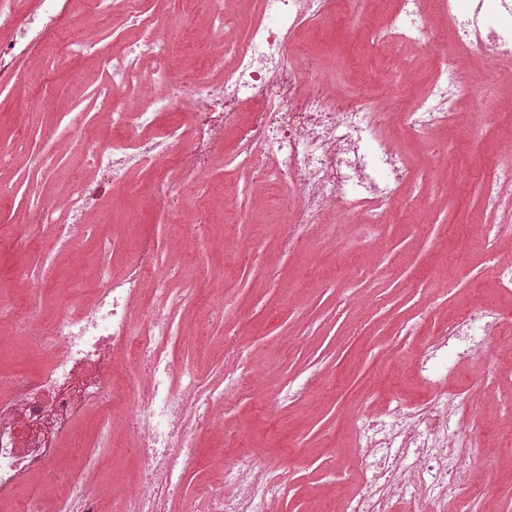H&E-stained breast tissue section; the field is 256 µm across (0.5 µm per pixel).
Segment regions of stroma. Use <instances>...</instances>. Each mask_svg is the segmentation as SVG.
Instances as JSON below:
<instances>
[{
  "instance_id": "stroma-1",
  "label": "stroma",
  "mask_w": 512,
  "mask_h": 512,
  "mask_svg": "<svg viewBox=\"0 0 512 512\" xmlns=\"http://www.w3.org/2000/svg\"><path fill=\"white\" fill-rule=\"evenodd\" d=\"M152 7L173 38L168 66L179 79L194 77L219 56L225 39L243 35L239 28L211 33L204 15L188 11L185 0H153ZM379 19L372 11L351 14L334 5L317 27L296 34L294 49L334 81L336 92H367L385 107L397 94L415 100L435 59L426 44L406 46L410 72L395 88L383 59L361 43L363 31ZM95 24L88 0H70L60 28L35 48L50 66L19 63L32 98L52 99L55 109L21 111L14 93L0 90V147L16 150L12 166L0 170V193L12 200L0 208V306H35L48 315L60 290L89 296L103 262L96 248L101 237L116 241V268L142 238L168 257L183 255L171 286L201 273L199 306L220 299L224 310L202 325L186 310L182 326L190 336L177 356L216 379L244 360L253 381L248 398L225 411L223 429L200 440L205 455L226 433L233 447L225 449L223 463L188 480L175 512H201V487L232 466L241 450L274 465L276 480L287 483L288 494L274 502L273 512H333L338 499L363 489L345 479L355 468L362 411L377 414L394 400L411 401L433 389L413 372L420 345L449 316L478 308L512 312V293L497 288L488 269L491 254L512 255V233L485 237L481 196L490 162L512 130V70L494 73L484 58H464L461 126L433 134L446 145V159L395 134L424 170L426 199L386 223L358 216L332 235L314 228L301 248L288 250L282 191L274 185L250 190L247 170L218 155L205 175L216 191L215 224L206 239L195 240L186 224L155 208L140 190L94 195L78 254L73 262L58 261L38 293L23 286L16 266L40 267L54 246V230L30 202L51 201L68 185L91 180L83 157L70 147L67 116L88 108L106 83L96 61L62 55L60 44ZM473 112L481 113L480 123H471ZM48 151L60 156L59 167L47 176L32 173L31 154ZM233 326L244 329L236 353L224 336ZM448 382L465 396L462 421L470 437L493 451L492 462L475 471L472 512H512V322L491 349L451 361ZM330 452L336 455L332 472L322 465Z\"/></svg>"
}]
</instances>
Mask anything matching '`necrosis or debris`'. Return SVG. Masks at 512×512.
<instances>
[{
  "instance_id": "necrosis-or-debris-1",
  "label": "necrosis or debris",
  "mask_w": 512,
  "mask_h": 512,
  "mask_svg": "<svg viewBox=\"0 0 512 512\" xmlns=\"http://www.w3.org/2000/svg\"><path fill=\"white\" fill-rule=\"evenodd\" d=\"M256 2V14L243 23L244 39L225 44L218 80L206 73L187 83L173 80L164 64L169 43L140 0H126L124 47L104 49L94 34L70 37L68 56L93 54L116 77V85L101 92L100 117L126 135L86 138L81 125H73L95 184L75 185L40 206L43 222L55 229L62 247L85 235L82 216L92 191L128 189L134 166L150 172L148 192L157 204L170 205L173 183L189 189L195 208L173 216L195 235L208 233L213 214L203 175L219 149L226 163L250 170L255 187L276 182L284 188L289 246H298L331 210L342 222L362 210L369 223H385L401 205L404 187H412V203L423 202L424 176L379 138V129L392 119L420 140L438 127L454 125L464 94L455 79L461 52L490 55L500 66L512 63V0H496L491 18L483 12L485 0H396L387 21L367 30L369 48L391 53V69L399 72L404 64L394 57L395 48L422 42L430 45L436 64L420 100L390 112L368 96L336 95L292 50L295 33L314 26L333 0ZM65 4L40 0L37 11L24 18L17 0H0V84L11 86L20 102L29 96L16 62L31 57L44 28L57 24ZM432 8L447 18L457 37L456 51H448L424 25ZM160 83L167 85V95L152 96L151 87ZM187 104L192 107L189 122L158 127L165 112ZM228 127L235 130L229 146L224 143ZM172 152L179 156L174 173L158 163ZM482 193L492 215L489 229L500 232L512 220L511 150L495 162ZM148 279L153 302L139 318H131L129 305ZM198 292L193 282L171 288L157 271L154 244L146 240L121 274L102 264L91 303L64 296L49 321L33 309L0 311L1 319L22 315L30 345L46 358L40 370L0 375V500L27 486L33 474L52 469L57 443L88 411L93 420L83 457L86 476L69 484L56 501V512H105L106 499L92 475L112 449L118 419L134 441L138 462L135 487L121 496L118 512H171L187 478L202 467L200 435L223 422L217 405L239 399L250 385L244 370L227 383H211L191 365L175 361L172 348L183 338L176 318ZM504 322V315L484 310L449 317L421 347L417 371L441 352L462 357L485 350ZM461 410V400L440 384L431 397L390 409L388 421L365 419L358 447L368 486L340 512H392L400 495L414 512H423L433 497L454 499L459 512H469L470 476L479 460L474 441L460 427ZM284 493L268 469L243 454L208 484L203 498L206 512H258L259 503Z\"/></svg>"
}]
</instances>
